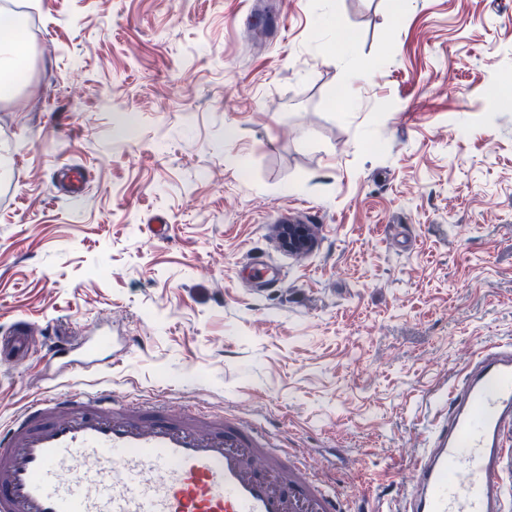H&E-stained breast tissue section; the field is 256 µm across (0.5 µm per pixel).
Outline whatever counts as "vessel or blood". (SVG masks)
Wrapping results in <instances>:
<instances>
[{
	"mask_svg": "<svg viewBox=\"0 0 512 512\" xmlns=\"http://www.w3.org/2000/svg\"><path fill=\"white\" fill-rule=\"evenodd\" d=\"M401 512H512V346L482 349L414 456ZM0 512H359L284 436L73 386L0 427Z\"/></svg>",
	"mask_w": 512,
	"mask_h": 512,
	"instance_id": "vessel-or-blood-1",
	"label": "vessel or blood"
}]
</instances>
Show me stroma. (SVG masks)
<instances>
[{
    "instance_id": "stroma-1",
    "label": "stroma",
    "mask_w": 512,
    "mask_h": 512,
    "mask_svg": "<svg viewBox=\"0 0 512 512\" xmlns=\"http://www.w3.org/2000/svg\"><path fill=\"white\" fill-rule=\"evenodd\" d=\"M14 2L36 50L0 101V337L34 333L0 421L76 383L45 337L105 336L96 384L258 420L397 512L438 399L512 344V0ZM291 215L308 252L278 244Z\"/></svg>"
}]
</instances>
